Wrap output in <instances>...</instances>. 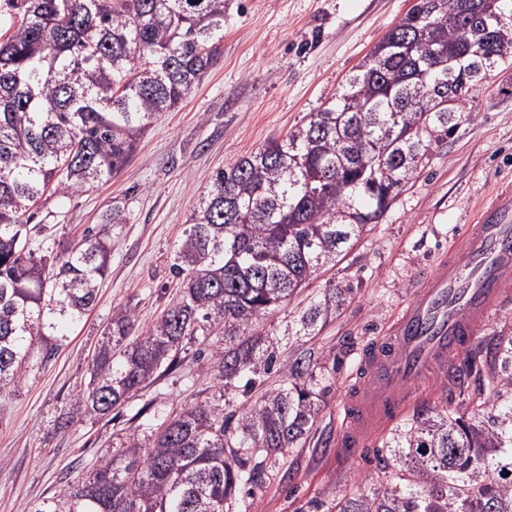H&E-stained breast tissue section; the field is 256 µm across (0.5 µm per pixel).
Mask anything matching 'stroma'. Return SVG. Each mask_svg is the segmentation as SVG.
Segmentation results:
<instances>
[{"instance_id":"obj_1","label":"stroma","mask_w":512,"mask_h":512,"mask_svg":"<svg viewBox=\"0 0 512 512\" xmlns=\"http://www.w3.org/2000/svg\"><path fill=\"white\" fill-rule=\"evenodd\" d=\"M416 0H225L218 62L181 104L160 114L125 169L68 199L49 198L59 212L58 240L68 245L99 223L115 202L126 222L112 240L109 270L97 300L48 361L35 363L23 388L0 393V512H36L78 474L110 454L133 429L135 411L153 404L165 415L209 395L247 403L241 382L221 386L212 368L214 339L189 344L180 369L160 376L122 408L97 419H56L89 379L100 331L117 306L135 309L149 330L177 296L170 267L199 195L218 170L229 169L269 140L283 138L328 107L358 64ZM512 180V68L479 83L454 133L432 145L416 176L378 223L367 226L335 267L320 271L295 299L259 319L283 345L333 354L336 366L317 378L320 411L299 448L255 488L250 512H305L310 502L352 494L376 476L373 458L336 451L345 389L363 354L480 205ZM351 285L352 300L308 339L288 329L311 298Z\"/></svg>"}]
</instances>
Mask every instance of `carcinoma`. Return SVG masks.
I'll list each match as a JSON object with an SVG mask.
<instances>
[{
  "label": "carcinoma",
  "instance_id": "obj_1",
  "mask_svg": "<svg viewBox=\"0 0 512 512\" xmlns=\"http://www.w3.org/2000/svg\"><path fill=\"white\" fill-rule=\"evenodd\" d=\"M485 21L512 0H468ZM224 0H0V392L26 382L96 301L112 207L64 252L58 214L41 200L106 183L153 119L176 108L221 55ZM512 64V26L467 28L457 0L417 4L374 47L336 102L218 171L178 244V298L147 332L113 309L75 412L103 418L181 365L186 344L224 336L222 381L283 384L229 413L206 397L173 416L145 404L123 448L35 512H237L318 414L310 387L320 355L278 358L252 331L375 224L462 118L474 87ZM355 289H326L297 336H317ZM483 377L471 413L419 412L376 449L378 481L324 512H512V338L479 340L456 385Z\"/></svg>",
  "mask_w": 512,
  "mask_h": 512
}]
</instances>
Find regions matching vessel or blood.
Returning <instances> with one entry per match:
<instances>
[{"label": "vessel or blood", "mask_w": 512, "mask_h": 512, "mask_svg": "<svg viewBox=\"0 0 512 512\" xmlns=\"http://www.w3.org/2000/svg\"><path fill=\"white\" fill-rule=\"evenodd\" d=\"M512 303V195L483 203L476 224L457 238L434 271L423 272L404 312L363 356L362 380L344 406L338 453L359 457L374 424L410 403L409 387L448 371L493 310Z\"/></svg>", "instance_id": "obj_1"}]
</instances>
